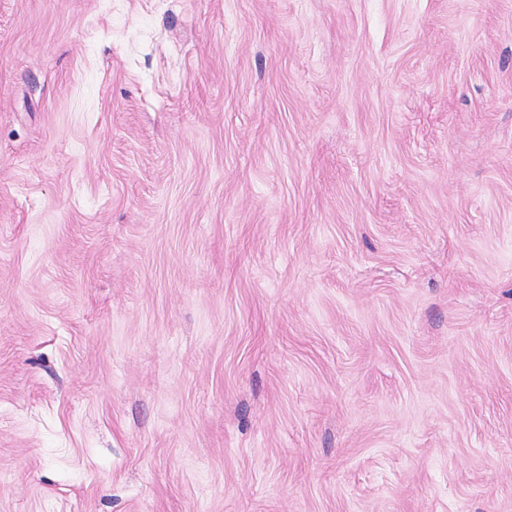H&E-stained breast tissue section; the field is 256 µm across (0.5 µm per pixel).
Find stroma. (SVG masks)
I'll return each mask as SVG.
<instances>
[{
	"mask_svg": "<svg viewBox=\"0 0 512 512\" xmlns=\"http://www.w3.org/2000/svg\"><path fill=\"white\" fill-rule=\"evenodd\" d=\"M0 512H512V0H0Z\"/></svg>",
	"mask_w": 512,
	"mask_h": 512,
	"instance_id": "stroma-1",
	"label": "stroma"
}]
</instances>
